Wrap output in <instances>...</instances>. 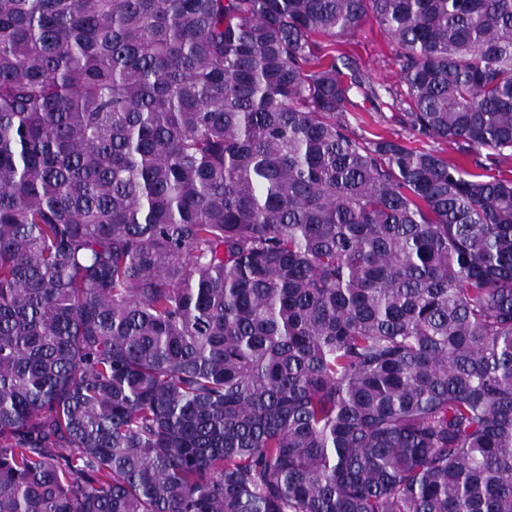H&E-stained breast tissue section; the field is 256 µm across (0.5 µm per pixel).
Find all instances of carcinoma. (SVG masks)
Here are the masks:
<instances>
[{
  "label": "carcinoma",
  "mask_w": 512,
  "mask_h": 512,
  "mask_svg": "<svg viewBox=\"0 0 512 512\" xmlns=\"http://www.w3.org/2000/svg\"><path fill=\"white\" fill-rule=\"evenodd\" d=\"M397 47L350 129L336 40ZM512 0H0V512H512ZM335 47L336 55L337 51L349 55L357 65L359 79L370 83L378 92L377 98H365L359 90L354 89L357 112H349L347 118L351 130L357 136L368 141L374 139L373 134L383 130L387 135L400 138L410 147L432 149L450 159L465 162L454 144L417 136L409 128L396 122L400 115L398 112H406L408 106L399 102L393 106L388 90L406 91V87L400 83V66L395 44L375 21H365L354 34L336 41Z\"/></svg>",
  "instance_id": "carcinoma-1"
}]
</instances>
